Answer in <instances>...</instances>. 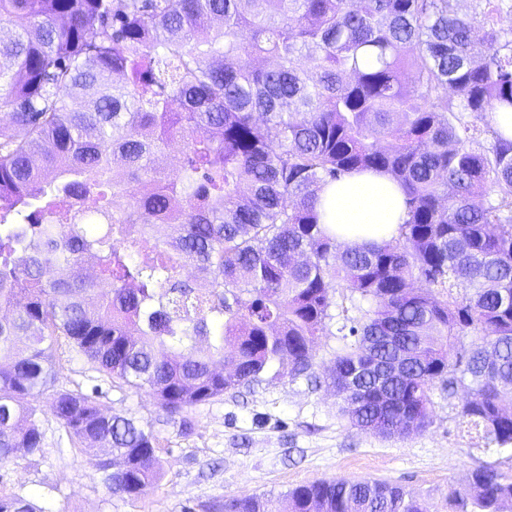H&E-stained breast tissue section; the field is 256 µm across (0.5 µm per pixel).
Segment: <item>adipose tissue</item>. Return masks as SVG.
<instances>
[{
	"label": "adipose tissue",
	"mask_w": 512,
	"mask_h": 512,
	"mask_svg": "<svg viewBox=\"0 0 512 512\" xmlns=\"http://www.w3.org/2000/svg\"><path fill=\"white\" fill-rule=\"evenodd\" d=\"M321 223L339 242L379 243L396 235L407 218L406 196L389 175L352 173L328 184L317 204Z\"/></svg>",
	"instance_id": "adipose-tissue-1"
}]
</instances>
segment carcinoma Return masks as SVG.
I'll return each mask as SVG.
<instances>
[{"label":"carcinoma","mask_w":512,"mask_h":512,"mask_svg":"<svg viewBox=\"0 0 512 512\" xmlns=\"http://www.w3.org/2000/svg\"><path fill=\"white\" fill-rule=\"evenodd\" d=\"M458 2L0 0V466L43 454L30 398L51 391L70 438L123 460L101 468L109 493L157 476L152 431L55 389L60 336L170 416L275 366L312 379L316 338L353 336L333 369L352 427L418 432L437 385L467 390L459 417L484 449L512 445V138L495 128L487 145L463 120L512 113V0H485L478 24ZM176 137L170 175L157 159ZM362 170L403 187L408 219L343 247L316 201ZM184 260L208 278L201 314ZM284 502L439 512L369 479ZM448 508L512 512V477L480 464ZM0 512L40 510L5 491Z\"/></svg>","instance_id":"carcinoma-1"}]
</instances>
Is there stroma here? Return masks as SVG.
I'll return each instance as SVG.
<instances>
[{"label": "stroma", "instance_id": "1", "mask_svg": "<svg viewBox=\"0 0 512 512\" xmlns=\"http://www.w3.org/2000/svg\"><path fill=\"white\" fill-rule=\"evenodd\" d=\"M350 345L339 335L317 339L312 354L319 389L301 378L269 376L253 390L224 394L175 417L149 389L114 387L93 363L57 345V388L98 390L103 411L150 425L159 478L135 499L108 493L99 468L107 449L76 450L46 393L33 400L44 422V454L1 467L0 488L33 495L43 512H204L210 503L252 495L282 512L283 494L313 481L381 480L441 502L464 487L478 464L512 473V449L478 450L459 426L457 401L437 387L431 391L433 422L419 433L386 438L352 428L330 383L335 356Z\"/></svg>", "mask_w": 512, "mask_h": 512}]
</instances>
